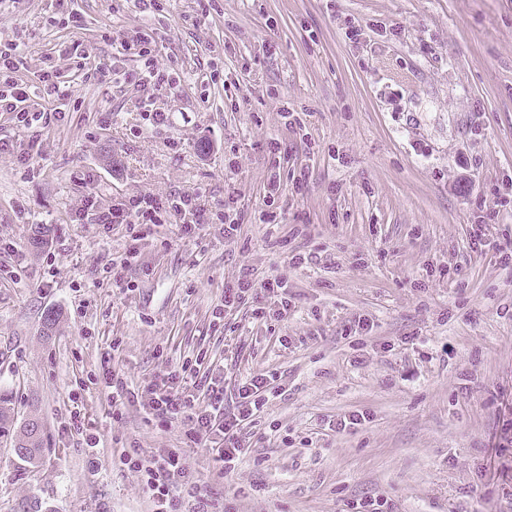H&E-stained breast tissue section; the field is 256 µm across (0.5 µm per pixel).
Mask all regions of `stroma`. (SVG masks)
<instances>
[{
	"mask_svg": "<svg viewBox=\"0 0 512 512\" xmlns=\"http://www.w3.org/2000/svg\"><path fill=\"white\" fill-rule=\"evenodd\" d=\"M148 29L177 92L108 75L137 65L113 42ZM9 41L29 46L25 82L54 68L75 94L28 167V130L0 112L14 148L0 156V389L43 426L33 466L0 437V512H150L134 472H89L83 437L150 454L184 448L183 431L137 403L113 420L102 374L145 388L198 357L228 398L245 376L276 377L233 473L184 448L217 512H343L369 496L393 512H512V255L471 240L478 224L512 237V0H0ZM147 98L164 125H146ZM145 192L233 197L239 226L160 228L123 292L106 266L124 230L81 215ZM35 224L53 228L39 253ZM244 271L284 273L291 307L256 321L246 304L214 331ZM353 411L367 421L332 430Z\"/></svg>",
	"mask_w": 512,
	"mask_h": 512,
	"instance_id": "obj_1",
	"label": "stroma"
}]
</instances>
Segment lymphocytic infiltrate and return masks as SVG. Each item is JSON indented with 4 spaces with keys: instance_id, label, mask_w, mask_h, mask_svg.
I'll return each mask as SVG.
<instances>
[{
    "instance_id": "lymphocytic-infiltrate-1",
    "label": "lymphocytic infiltrate",
    "mask_w": 512,
    "mask_h": 512,
    "mask_svg": "<svg viewBox=\"0 0 512 512\" xmlns=\"http://www.w3.org/2000/svg\"><path fill=\"white\" fill-rule=\"evenodd\" d=\"M137 55L140 66L124 73L125 81L156 88L169 87L174 83L172 72L158 59L157 42L148 33L137 40ZM27 64V51L19 44H0V112L12 113L19 126L30 129V153L21 156L24 164L32 163L34 146L40 140L39 132L33 131L34 122L48 116L49 110L33 99L29 87L19 78ZM94 223L125 229L132 240L126 251L112 260L113 287L129 290L133 283L125 279L127 268L138 263L140 252L137 241L145 239L152 229L164 224L178 225L183 237H192L197 225L217 220L224 223L228 232L238 227L237 211L233 198H225L222 208H205L199 194L170 196L134 195L124 203L108 210L96 209L94 201H87ZM288 283L283 276L275 275L264 280H255L251 273H241L237 280L224 288V299L213 311V324L223 327L226 312L255 300V318H264L266 310L258 306L262 293L278 298L280 313H287L291 301L287 293ZM195 373L188 368L168 372L160 382L147 390V407L155 422L162 427L181 425L187 439L196 445L210 448L223 473L234 472L243 454L239 437L241 424L254 417L267 404L273 393L271 378L257 374L246 378L238 388V399L232 409L224 407V383L209 379L203 400L184 391ZM113 466L132 470L139 474L141 488L152 504V512H212L213 500L206 489L191 475L185 466L180 449L144 455L138 451L125 450L112 457Z\"/></svg>"
}]
</instances>
